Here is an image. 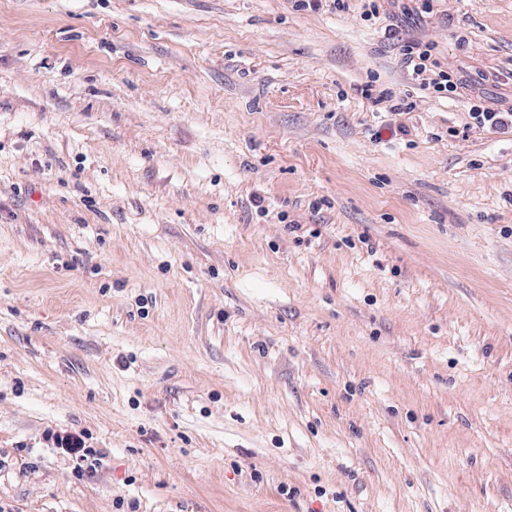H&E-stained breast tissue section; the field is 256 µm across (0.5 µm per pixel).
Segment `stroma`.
<instances>
[{"instance_id":"1","label":"stroma","mask_w":512,"mask_h":512,"mask_svg":"<svg viewBox=\"0 0 512 512\" xmlns=\"http://www.w3.org/2000/svg\"><path fill=\"white\" fill-rule=\"evenodd\" d=\"M383 10L456 97L358 0H0V512H512V0ZM402 62L411 72L412 81H418L420 90H432V93L444 95L455 94L458 84L452 80L447 70L441 69L435 58L433 44L423 43L419 39H400L398 43ZM512 109L502 112L498 108L485 105H473L469 110L475 124L490 130L512 129ZM47 438L52 441L53 448H58L62 454L75 459L77 473L83 472V464L92 455L89 446L86 445V436L83 433L75 432H54L48 433Z\"/></svg>"}]
</instances>
